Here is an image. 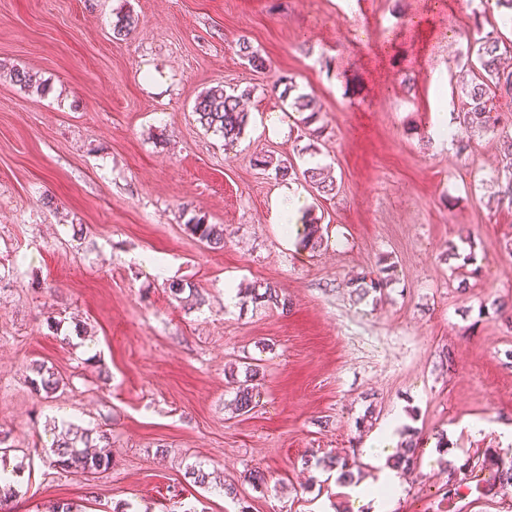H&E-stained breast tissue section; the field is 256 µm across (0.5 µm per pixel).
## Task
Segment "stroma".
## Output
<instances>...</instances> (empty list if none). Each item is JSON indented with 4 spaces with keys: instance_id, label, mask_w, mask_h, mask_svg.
Wrapping results in <instances>:
<instances>
[{
    "instance_id": "35a3bbf8",
    "label": "stroma",
    "mask_w": 512,
    "mask_h": 512,
    "mask_svg": "<svg viewBox=\"0 0 512 512\" xmlns=\"http://www.w3.org/2000/svg\"><path fill=\"white\" fill-rule=\"evenodd\" d=\"M476 0H0V430L19 471L11 512H366L322 461L355 462L394 412L418 431L390 512H512L489 471L448 498L445 460L512 456V209L492 178V136L466 154L434 141L461 106V69L503 10ZM135 29L112 36L116 10ZM247 39L267 60L253 70ZM49 88L14 84L12 67ZM314 98L310 142L286 84ZM249 90L234 143L192 111L204 90ZM287 129L279 137L278 129ZM327 167L339 191L303 209L329 238L285 235L288 179L256 155ZM224 247L191 236L192 215ZM458 257H448L449 248ZM475 254L474 264L463 257ZM392 264L379 292L358 276ZM199 299L175 301L168 284ZM270 283L288 310L252 303ZM258 362L260 398L234 409L230 370ZM63 384L36 394L26 367ZM372 419L365 430L356 422ZM107 433L99 474L51 465L55 424ZM452 434L453 449L437 448ZM198 463L236 494L186 476ZM262 470L268 483L246 478ZM186 230L203 245L212 249L224 247V227L209 224L204 216L193 215L185 224Z\"/></svg>"
}]
</instances>
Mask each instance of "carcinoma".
Returning a JSON list of instances; mask_svg holds the SVG:
<instances>
[{"label": "carcinoma", "mask_w": 512, "mask_h": 512, "mask_svg": "<svg viewBox=\"0 0 512 512\" xmlns=\"http://www.w3.org/2000/svg\"><path fill=\"white\" fill-rule=\"evenodd\" d=\"M135 19L130 12L118 11L112 22V33L115 38L125 37L134 28ZM239 54L249 65L258 70L267 67L266 59L252 48L250 43L242 39L238 43ZM477 65L473 67L472 77L461 81V92L465 97L462 108L457 112L456 119L462 129L470 135L481 133L491 134L498 139L500 151L504 156L503 170L496 175L498 182L499 202L512 207V118L504 113L500 100L506 99L512 104V70L502 66L505 56L512 53V42L506 43L492 32L477 39L473 46ZM13 82L28 90L43 94L46 85L23 68H13L10 71ZM247 91L229 92L222 85L212 86L201 92L195 99L193 112L198 116V122L206 129L220 134L225 141L233 143L244 131L248 121V113L240 107L242 97ZM291 107L303 114L302 124L306 128L317 121L318 112L306 95L300 94L293 98ZM323 127L311 128L310 136H322ZM258 167H272L281 177H303L305 182L316 192L330 195L336 190V185L329 175L320 167H310L302 171L286 160L275 161L268 155H258L253 159ZM186 230L203 245L212 249L224 247V226L210 224L206 217L193 215L185 224ZM324 243L322 227L318 219H303V229L300 233L299 245L303 248L317 249ZM387 268L380 269V274L372 277L363 275L353 282L360 296L364 297L371 291H379L386 284L382 274ZM254 303L273 305L277 308H288V299L279 288L265 284L258 289H249ZM32 377L30 383L39 393L52 396L62 383L53 371L41 363L30 367ZM259 369L257 366H245V379L239 382L235 394V410L247 413L256 406L259 396L256 384ZM110 441L105 434L92 438L89 430L73 431L69 427L59 433L51 444L52 455L55 456V466L63 471L71 469L87 473H97L110 468L112 457L109 451ZM418 440L411 438L402 445V453L394 461L401 469L408 468L417 459ZM481 469L495 473L498 483L512 484V460L507 462L499 454L485 451L481 459ZM473 473L469 464L464 463L448 473V495L458 494L460 488L466 485L467 476Z\"/></svg>", "instance_id": "1"}]
</instances>
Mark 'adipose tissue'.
I'll list each match as a JSON object with an SVG mask.
<instances>
[{"label":"adipose tissue","mask_w":512,"mask_h":512,"mask_svg":"<svg viewBox=\"0 0 512 512\" xmlns=\"http://www.w3.org/2000/svg\"><path fill=\"white\" fill-rule=\"evenodd\" d=\"M401 421V414H394L364 445L365 454L378 468V478L371 484L354 486L353 493L363 504L370 506L371 512H388L392 501L401 493L399 472L387 462V449L395 440Z\"/></svg>","instance_id":"ef3b65f1"}]
</instances>
